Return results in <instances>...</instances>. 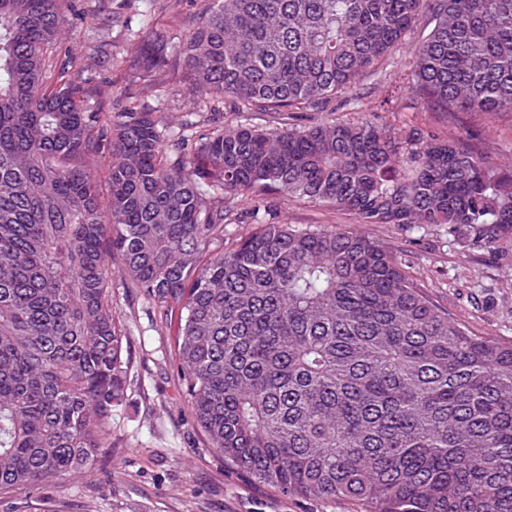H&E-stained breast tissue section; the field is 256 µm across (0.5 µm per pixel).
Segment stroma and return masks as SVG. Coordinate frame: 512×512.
<instances>
[{
	"label": "stroma",
	"instance_id": "1",
	"mask_svg": "<svg viewBox=\"0 0 512 512\" xmlns=\"http://www.w3.org/2000/svg\"><path fill=\"white\" fill-rule=\"evenodd\" d=\"M67 44L102 39L108 67L96 73L91 109L115 112L136 92L139 72L132 47L143 22L167 39L181 34L160 0H72ZM107 18L104 36L87 29L84 14ZM161 101L167 134H176L197 98L183 75ZM403 87L399 67L364 78L358 90L364 118L402 125L432 123L431 113L401 112L384 87ZM489 161L512 162V120L485 125L478 144ZM276 213L297 229L353 230L387 243L408 275L449 314L481 336L512 341V238L473 243L447 225H357L354 215L275 196L249 199L241 211ZM112 306L127 338L132 365L126 396L112 416V448L94 468L27 494L0 499V512H350L348 502L289 496L253 481L212 448L196 421L175 356V331L159 303L130 286L120 263L112 265Z\"/></svg>",
	"mask_w": 512,
	"mask_h": 512
}]
</instances>
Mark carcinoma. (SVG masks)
<instances>
[{"instance_id": "obj_1", "label": "carcinoma", "mask_w": 512, "mask_h": 512, "mask_svg": "<svg viewBox=\"0 0 512 512\" xmlns=\"http://www.w3.org/2000/svg\"><path fill=\"white\" fill-rule=\"evenodd\" d=\"M69 3L0 0V496L112 448L130 366L116 254L177 314L191 410L254 481L356 512H512V342L437 307L361 232L255 209V230L222 248L241 202L263 195L508 240L512 167L451 127L512 115V0H199L183 38L144 32L135 52L152 63L114 113L86 107L99 50L60 46ZM422 17L433 27L402 62L409 108L444 127L289 123L349 101ZM166 62L238 120L213 112L164 144L146 99ZM103 155L104 193L87 167Z\"/></svg>"}]
</instances>
